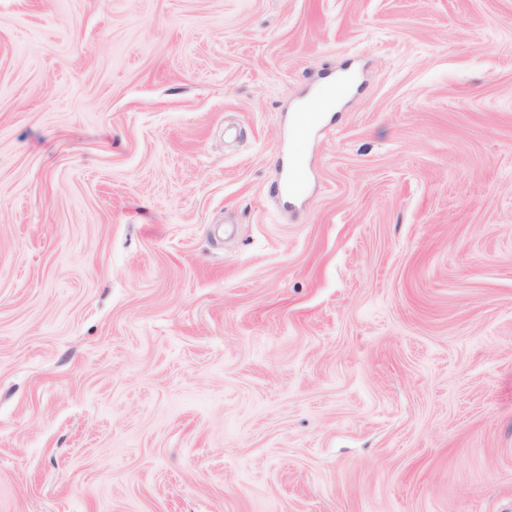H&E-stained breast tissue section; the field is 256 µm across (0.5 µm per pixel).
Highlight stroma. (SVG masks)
<instances>
[{
	"label": "stroma",
	"mask_w": 512,
	"mask_h": 512,
	"mask_svg": "<svg viewBox=\"0 0 512 512\" xmlns=\"http://www.w3.org/2000/svg\"><path fill=\"white\" fill-rule=\"evenodd\" d=\"M0 512H512V0H0Z\"/></svg>",
	"instance_id": "35a3bbf8"
}]
</instances>
